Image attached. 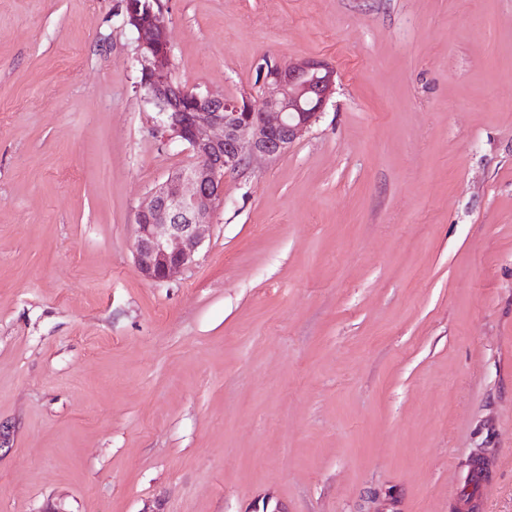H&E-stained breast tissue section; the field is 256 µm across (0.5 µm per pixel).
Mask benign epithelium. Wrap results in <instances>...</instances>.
<instances>
[{"instance_id": "1", "label": "benign epithelium", "mask_w": 512, "mask_h": 512, "mask_svg": "<svg viewBox=\"0 0 512 512\" xmlns=\"http://www.w3.org/2000/svg\"><path fill=\"white\" fill-rule=\"evenodd\" d=\"M123 23L137 34L138 89L157 108L158 133L193 154L192 163L155 186L135 212L140 273L167 282L195 264L224 178L253 157L285 153L322 114L335 92L336 71L314 58L271 66L255 108L179 81L161 0H124Z\"/></svg>"}]
</instances>
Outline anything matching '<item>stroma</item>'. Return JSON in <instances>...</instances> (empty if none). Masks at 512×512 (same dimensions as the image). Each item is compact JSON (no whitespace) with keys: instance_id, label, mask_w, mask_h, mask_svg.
I'll list each match as a JSON object with an SVG mask.
<instances>
[{"instance_id":"stroma-1","label":"stroma","mask_w":512,"mask_h":512,"mask_svg":"<svg viewBox=\"0 0 512 512\" xmlns=\"http://www.w3.org/2000/svg\"><path fill=\"white\" fill-rule=\"evenodd\" d=\"M162 4L190 88L336 90L154 283L122 0H0V512H512V0Z\"/></svg>"}]
</instances>
